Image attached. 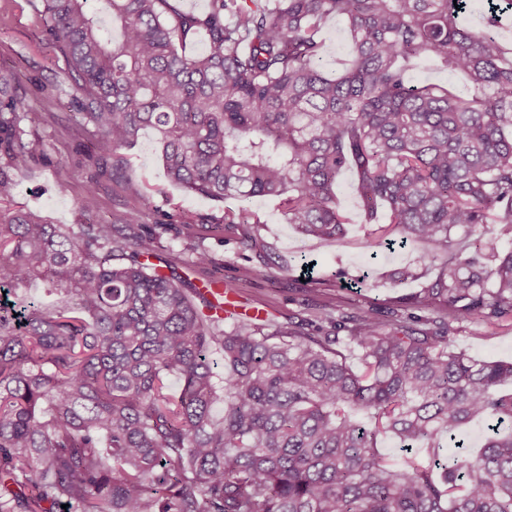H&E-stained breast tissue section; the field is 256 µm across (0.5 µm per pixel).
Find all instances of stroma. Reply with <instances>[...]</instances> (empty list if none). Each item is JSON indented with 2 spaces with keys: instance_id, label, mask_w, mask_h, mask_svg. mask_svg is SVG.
Returning a JSON list of instances; mask_svg holds the SVG:
<instances>
[{
  "instance_id": "obj_1",
  "label": "stroma",
  "mask_w": 512,
  "mask_h": 512,
  "mask_svg": "<svg viewBox=\"0 0 512 512\" xmlns=\"http://www.w3.org/2000/svg\"><path fill=\"white\" fill-rule=\"evenodd\" d=\"M41 11L42 0H0V68L17 72L18 94L33 107L47 110L44 121L26 127L29 138L42 142L43 152L17 172V203L41 212L52 223L80 224V204L86 196L94 198L93 218L108 222L115 212L132 206V192L147 194L151 208L142 221L166 225L161 256L178 275L199 287L230 284L239 305L279 322L309 317L321 308L338 319L365 306L385 309L417 291L418 282L389 279L390 271L411 263L413 251H375L362 226L351 174H344L338 185L351 224L347 235L334 242L301 236L283 222L275 201L253 199L252 209L262 220L259 235L265 255L259 258L243 249V228L213 231V224L224 216L223 203L167 182L152 131H144L132 148L118 150L114 166L88 159L86 146L93 135L73 129L74 105L60 92L69 83L65 61L48 45ZM184 210L196 214L195 224L180 223L178 215ZM196 244L210 251L211 265L187 264L189 249ZM307 262L313 271L311 281L305 282L301 276ZM454 336L457 348L472 358L512 362V321L460 322Z\"/></svg>"
}]
</instances>
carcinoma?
<instances>
[{
  "label": "carcinoma",
  "instance_id": "carcinoma-1",
  "mask_svg": "<svg viewBox=\"0 0 512 512\" xmlns=\"http://www.w3.org/2000/svg\"><path fill=\"white\" fill-rule=\"evenodd\" d=\"M43 2L97 159L151 128L171 184L239 202L225 226L260 224L249 202L272 197L324 241L346 233L350 170L372 244L423 245L398 272L422 286L316 328L209 314L145 263L163 225L138 208L52 224L14 203L12 170L42 150L21 122L40 110L0 72V512H512V363L453 336L512 319V249L495 246L512 236V0H487L479 29L459 21L468 0H209L199 15L107 0L116 40L87 0ZM334 16L351 59L332 77L319 32ZM200 31L205 50L185 53ZM430 58L466 91L411 83ZM471 423L480 450L442 456Z\"/></svg>",
  "mask_w": 512,
  "mask_h": 512
}]
</instances>
